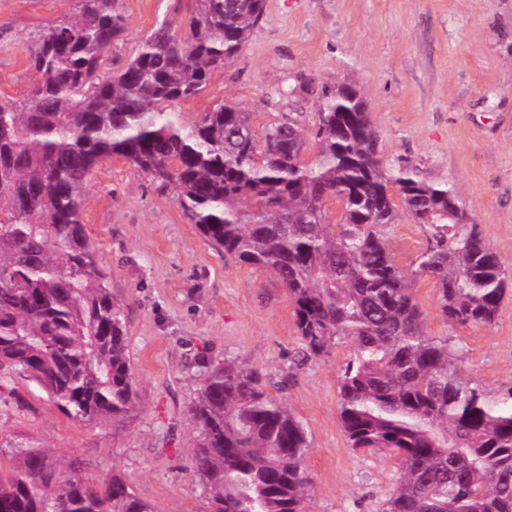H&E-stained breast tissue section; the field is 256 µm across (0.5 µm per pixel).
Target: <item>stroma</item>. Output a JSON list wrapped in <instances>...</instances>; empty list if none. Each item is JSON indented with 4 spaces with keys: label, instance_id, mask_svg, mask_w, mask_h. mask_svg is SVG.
<instances>
[{
    "label": "stroma",
    "instance_id": "stroma-1",
    "mask_svg": "<svg viewBox=\"0 0 512 512\" xmlns=\"http://www.w3.org/2000/svg\"><path fill=\"white\" fill-rule=\"evenodd\" d=\"M124 30L112 65L135 56L158 21H183L190 0H119ZM72 0H0V99L29 92L28 34L60 19ZM347 81L364 97L386 161H409L428 180L457 187L471 220L512 278V0H265L239 57L202 93L177 106L184 125L224 105L246 112L256 133L301 113L318 120L324 89ZM304 83L302 96L289 95ZM114 300L125 312L140 412L125 428L65 416L46 392L13 375L0 406V466L25 433L89 466L91 481L122 473L154 512H208L191 460L197 433L188 410L208 366L256 369L270 394L303 424L312 480L306 512H383L399 472L380 452L351 448L337 411L346 347L303 358L294 308L273 275L236 262L189 224L173 187L124 160L96 169L83 215ZM402 215L389 247L412 268L426 244ZM416 299L427 332L460 356L463 379L488 397L512 392V294L489 326L441 318L433 284Z\"/></svg>",
    "mask_w": 512,
    "mask_h": 512
}]
</instances>
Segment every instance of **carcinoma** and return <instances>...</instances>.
Returning a JSON list of instances; mask_svg holds the SVG:
<instances>
[{"label":"carcinoma","instance_id":"carcinoma-1","mask_svg":"<svg viewBox=\"0 0 512 512\" xmlns=\"http://www.w3.org/2000/svg\"><path fill=\"white\" fill-rule=\"evenodd\" d=\"M75 2L29 33L28 98L0 100V399L21 373L72 419L115 430L139 413L124 308L83 222L96 168L117 156L174 185L207 241L276 278L306 356L350 349L339 422L352 447L396 460L384 512H512V402L461 378L415 299L426 277L445 322L487 326L512 287L459 192L409 162L385 163L365 101L345 82L324 91L308 130L288 118L260 137L230 106L176 122L172 108L237 59L264 0H193L185 38L165 18L108 76L124 30L118 0ZM401 207L428 235L412 269L387 241ZM190 416L192 471L211 512H304L307 434L254 370L210 366ZM9 447L0 512H154L118 472L91 484L86 462L31 437Z\"/></svg>","mask_w":512,"mask_h":512}]
</instances>
